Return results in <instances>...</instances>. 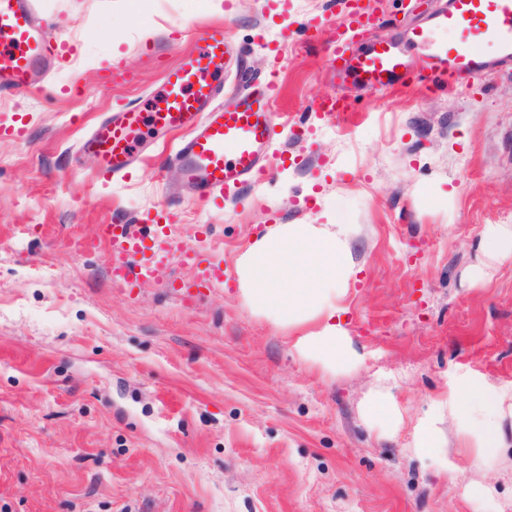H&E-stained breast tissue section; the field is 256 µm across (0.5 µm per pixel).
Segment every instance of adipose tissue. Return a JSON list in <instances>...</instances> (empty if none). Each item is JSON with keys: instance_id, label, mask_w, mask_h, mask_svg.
<instances>
[{"instance_id": "ef3b65f1", "label": "adipose tissue", "mask_w": 512, "mask_h": 512, "mask_svg": "<svg viewBox=\"0 0 512 512\" xmlns=\"http://www.w3.org/2000/svg\"><path fill=\"white\" fill-rule=\"evenodd\" d=\"M353 232L350 224H280L237 263L243 304L274 315L287 328L297 327L304 317L314 320L316 327L300 338V349L331 371L359 360L336 308L358 273L349 248ZM503 404L490 386L466 376L448 389V414L457 435L482 450L504 442Z\"/></svg>"}]
</instances>
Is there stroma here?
I'll use <instances>...</instances> for the list:
<instances>
[{
  "label": "stroma",
  "instance_id": "35a3bbf8",
  "mask_svg": "<svg viewBox=\"0 0 512 512\" xmlns=\"http://www.w3.org/2000/svg\"><path fill=\"white\" fill-rule=\"evenodd\" d=\"M338 2L36 0L65 49L41 91L0 104L26 122L0 138V512H512V415L486 453L448 415L461 374L512 397V259L481 244L512 225V71L471 92L337 85ZM408 3L371 0L372 39L403 40ZM212 24L247 71H276L291 163L212 209L179 192L159 130L129 174L95 179L87 127L144 105L181 31ZM339 92L350 112H316ZM160 208L181 246L218 250L227 286L183 301L176 264L113 283L99 225ZM278 224L354 225L337 305L357 367L323 371L301 330L242 303L237 260ZM378 395L395 421L365 415Z\"/></svg>",
  "mask_w": 512,
  "mask_h": 512
}]
</instances>
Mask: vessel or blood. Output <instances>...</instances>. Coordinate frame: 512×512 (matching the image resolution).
<instances>
[{"label":"vessel or blood","instance_id":"b4317fda","mask_svg":"<svg viewBox=\"0 0 512 512\" xmlns=\"http://www.w3.org/2000/svg\"><path fill=\"white\" fill-rule=\"evenodd\" d=\"M376 17L369 0H347L329 57L338 77L349 76L371 91L404 87L413 75L405 54L392 43L367 41ZM455 32L448 40L447 32ZM410 44L432 88L468 87L501 69L512 70V0H448L411 30ZM62 44L49 33L34 0H0V98L39 90L60 56ZM233 51L220 25L207 27L177 65L164 69L150 111L134 106L96 124L80 147L95 153L98 175L124 174L136 155L145 125L182 133L175 152L184 186L199 199L223 203L267 175L270 151L280 133L273 83L253 86L240 74L235 104L219 96ZM175 225L149 227L116 222L99 227L110 253L113 282L126 288L155 278L171 263L191 277L173 287L192 298L224 284V261L215 253L180 248Z\"/></svg>","mask_w":512,"mask_h":512}]
</instances>
